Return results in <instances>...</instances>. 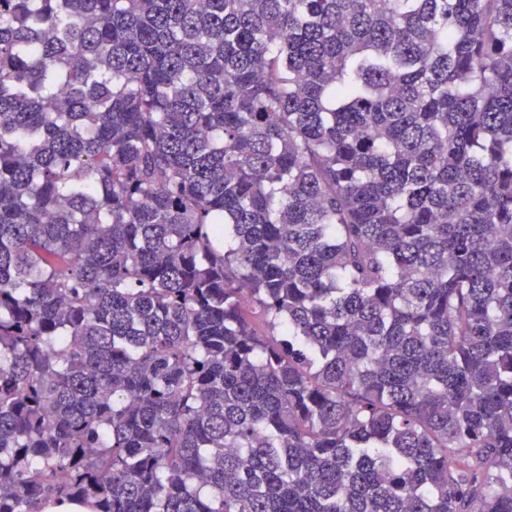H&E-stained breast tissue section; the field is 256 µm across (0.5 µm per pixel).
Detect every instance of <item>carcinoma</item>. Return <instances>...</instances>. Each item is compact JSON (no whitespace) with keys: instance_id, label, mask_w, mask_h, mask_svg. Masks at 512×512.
<instances>
[{"instance_id":"obj_1","label":"carcinoma","mask_w":512,"mask_h":512,"mask_svg":"<svg viewBox=\"0 0 512 512\" xmlns=\"http://www.w3.org/2000/svg\"><path fill=\"white\" fill-rule=\"evenodd\" d=\"M512 512V0H0V512Z\"/></svg>"}]
</instances>
